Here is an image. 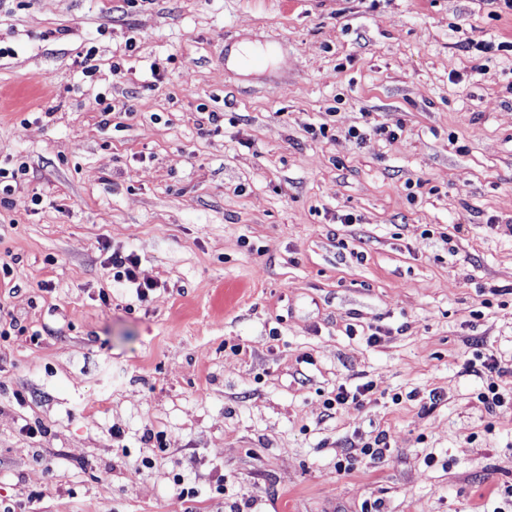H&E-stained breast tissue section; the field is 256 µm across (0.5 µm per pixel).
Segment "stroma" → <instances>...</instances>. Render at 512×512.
Instances as JSON below:
<instances>
[{
    "label": "stroma",
    "instance_id": "obj_1",
    "mask_svg": "<svg viewBox=\"0 0 512 512\" xmlns=\"http://www.w3.org/2000/svg\"><path fill=\"white\" fill-rule=\"evenodd\" d=\"M490 38V0H0V166H29L0 205V504L495 512L512 405L466 367L485 340L512 389V54L462 50ZM247 42L271 59L231 63ZM109 259L112 267L113 280L118 283H123L128 288H134L138 299L141 301L146 300L149 292L155 287V284L141 282L139 280V258L133 253L123 254L113 252ZM374 389L373 382L357 385L354 389H349L343 384L338 385L336 390L330 392L329 397L323 401V407L328 414L332 415L333 412L331 411H336L337 413L339 409L346 405L362 406L373 400L372 396L376 394Z\"/></svg>",
    "mask_w": 512,
    "mask_h": 512
}]
</instances>
